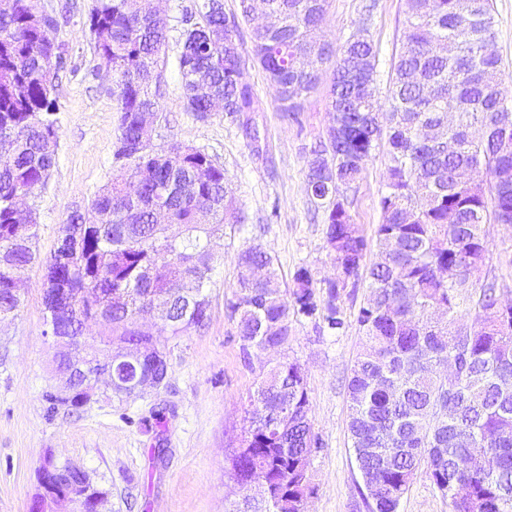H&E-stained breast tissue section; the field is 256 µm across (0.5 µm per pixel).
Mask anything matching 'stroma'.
Wrapping results in <instances>:
<instances>
[{"mask_svg": "<svg viewBox=\"0 0 512 512\" xmlns=\"http://www.w3.org/2000/svg\"><path fill=\"white\" fill-rule=\"evenodd\" d=\"M198 0H166L170 31L157 73L159 121L155 148L185 143L204 150L231 183L240 223L225 225L211 242L213 272L203 324L173 337L162 326L168 375L164 386L140 397L118 400L104 392L80 408H51L58 347L43 320V259L54 251L61 224L116 174L112 142L116 114L112 83L94 53L88 14L94 0H42L61 16L55 42L66 53L58 72L56 164L45 188L30 198L39 219V263L20 275L25 302L18 315L0 319V512H31L39 492L37 470L45 454L83 469L107 492L104 512H233L244 497L260 492L230 475V459L247 426L249 397L267 372L282 362L302 367L309 417L322 445L312 463L316 487L306 512H368L364 486L348 433L347 383L364 347L356 321L366 286L347 289L346 325L332 334L319 318L289 314L288 341L275 350L245 346L231 319L239 275L237 256L259 246L271 254L283 286L299 267L316 282L334 279L323 212L306 192L311 152L326 142L332 64L301 112H280L278 94L252 58L251 25L241 22L243 77L259 101L251 125L256 137L223 112L200 118L187 108L178 69L184 17ZM404 0H328L323 39L341 43L365 31L379 53L376 95L385 99L391 66L403 38ZM389 154L380 143L355 184L347 188L353 224L368 242V261L378 256L375 231L383 221L378 200L385 188ZM482 273L495 276L503 298L512 297V224H493ZM398 512H450L446 498L418 473Z\"/></svg>", "mask_w": 512, "mask_h": 512, "instance_id": "1", "label": "stroma"}]
</instances>
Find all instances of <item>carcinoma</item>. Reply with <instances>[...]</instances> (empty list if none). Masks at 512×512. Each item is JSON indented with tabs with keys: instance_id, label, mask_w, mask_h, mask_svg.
Returning <instances> with one entry per match:
<instances>
[{
	"instance_id": "obj_1",
	"label": "carcinoma",
	"mask_w": 512,
	"mask_h": 512,
	"mask_svg": "<svg viewBox=\"0 0 512 512\" xmlns=\"http://www.w3.org/2000/svg\"><path fill=\"white\" fill-rule=\"evenodd\" d=\"M32 0H14L0 12V317L17 314L23 299L13 273L39 259L37 213H20L12 200L44 187L56 163L58 127L54 77L66 58L53 33L58 22L32 11ZM278 18L273 29L251 30L254 56L276 88L280 111L297 114L302 99L334 62L328 99L340 134L312 151L310 202L326 215L334 263H349L346 284L326 283L320 298L309 269L299 268L289 294L281 290L272 256L260 247L238 255L241 274L229 305L249 346L278 348L288 341V311L321 316L329 330L345 326L339 301L366 281L368 298L356 322L366 349L347 384L348 431L365 482L370 512H397L421 470L448 499L451 512H512V312L504 314L494 281L476 285L475 270L488 252L486 225L512 224V95L501 58L484 50L495 38L492 0H405L402 47L389 82L388 107L376 96L378 54L363 36L340 45L317 39L327 0H258ZM200 21L183 31L179 72L189 111L204 116L213 101L251 132L248 114L259 111L253 88L242 80L238 25H226L223 0H202ZM89 30L95 53L112 76L117 126L113 157L123 173L99 189L90 212H75L60 227L71 231L59 259L45 262L44 320L77 333L80 315L96 318L123 341L140 335L148 306L169 308L167 326L177 336L207 316L212 265L209 242L226 224H237L224 168L204 151L175 143L156 150L140 116L158 110L155 66L170 29L156 0H96ZM362 59V82L344 75ZM456 120L448 126V107ZM439 127L441 142L428 145L422 129ZM458 142L448 154V137ZM386 139L390 165L379 199V260L365 267L366 239L347 230L343 189L361 176L378 142ZM166 198L171 237L154 222L153 206ZM206 209L212 223L197 222ZM458 224L448 228V211ZM254 265L266 267L261 280ZM153 276L142 277V270ZM479 287L474 295L469 289ZM471 303L474 319L460 322ZM447 320H432L434 310ZM453 361L450 380L435 365ZM86 377L74 375L70 395H47L52 405H84ZM457 404L450 417L448 400ZM288 410V430L279 424ZM250 420L261 419L245 452L232 460L240 485L256 470L269 494L235 512H304L315 486L309 474L319 451L309 418V395L295 362L273 367L250 396ZM491 456L490 469L462 470L457 459Z\"/></svg>"
}]
</instances>
